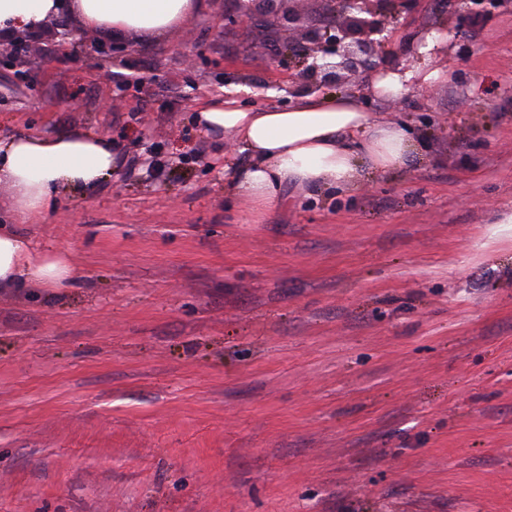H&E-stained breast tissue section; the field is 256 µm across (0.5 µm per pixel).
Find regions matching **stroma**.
I'll list each match as a JSON object with an SVG mask.
<instances>
[{
	"label": "stroma",
	"instance_id": "obj_1",
	"mask_svg": "<svg viewBox=\"0 0 512 512\" xmlns=\"http://www.w3.org/2000/svg\"><path fill=\"white\" fill-rule=\"evenodd\" d=\"M231 0L123 57L0 61V136L89 130L128 165L16 230L71 282L0 288V512H512V8L450 82L371 97L420 146L251 212L192 122L286 107Z\"/></svg>",
	"mask_w": 512,
	"mask_h": 512
}]
</instances>
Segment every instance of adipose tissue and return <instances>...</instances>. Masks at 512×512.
I'll return each instance as SVG.
<instances>
[{"label": "adipose tissue", "mask_w": 512, "mask_h": 512, "mask_svg": "<svg viewBox=\"0 0 512 512\" xmlns=\"http://www.w3.org/2000/svg\"><path fill=\"white\" fill-rule=\"evenodd\" d=\"M203 0H0V35L36 32L59 14L91 31L158 40L178 27ZM436 67L427 73L398 69L372 77L368 89L396 100L421 79H451ZM194 120L205 132L235 145L248 162L233 174L234 194L265 214L285 208L287 187L339 190L353 187L356 159L389 172L408 163L412 129L363 112L357 95H303L288 107L243 109L236 101L200 105ZM124 164L112 141L78 130L0 138V190L29 220L52 211L60 191L107 179ZM73 275L63 255L37 253L27 239L0 225V287L30 281L49 288Z\"/></svg>", "instance_id": "ef3b65f1"}]
</instances>
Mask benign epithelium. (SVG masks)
Segmentation results:
<instances>
[{"label":"benign epithelium","mask_w":512,"mask_h":512,"mask_svg":"<svg viewBox=\"0 0 512 512\" xmlns=\"http://www.w3.org/2000/svg\"><path fill=\"white\" fill-rule=\"evenodd\" d=\"M299 0H234L224 12V28L265 25L272 18L288 32V44L279 46L278 66L294 75L301 90L312 93L340 88L359 77L381 72L382 49L389 46L398 26L408 15L426 7L427 0H326L329 20L307 21L298 9ZM507 0H448L453 30H466L474 20L496 15ZM46 33L59 52L71 55L83 49L84 37L62 14ZM32 48V37L15 36L0 42V56L16 58Z\"/></svg>","instance_id":"7a95c632"}]
</instances>
